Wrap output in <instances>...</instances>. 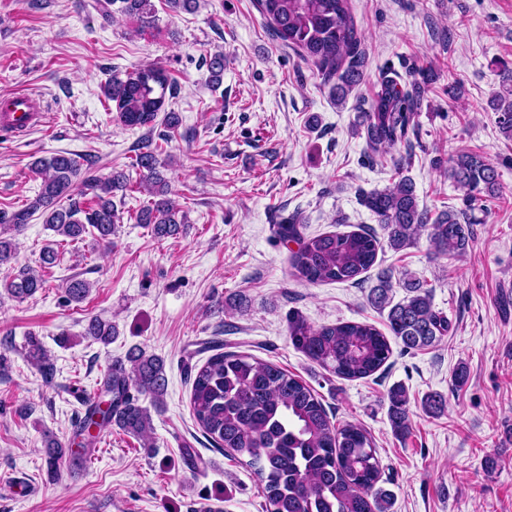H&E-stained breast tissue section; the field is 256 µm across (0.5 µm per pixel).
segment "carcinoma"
Masks as SVG:
<instances>
[{
	"label": "carcinoma",
	"instance_id": "1",
	"mask_svg": "<svg viewBox=\"0 0 512 512\" xmlns=\"http://www.w3.org/2000/svg\"><path fill=\"white\" fill-rule=\"evenodd\" d=\"M123 11L146 28L154 21L151 0H122ZM257 9L275 36L316 68L336 101L363 79L364 51L350 0H257ZM174 85L167 73L146 65L124 79L114 78L104 87L107 100L115 103L116 120L125 127H150L165 112L166 97ZM420 86L396 72H385L379 90L361 113L360 126L368 157H385L397 145L412 148L410 134L417 126ZM498 112L501 130L512 136V93L490 102ZM159 145L147 139L137 148L132 166L143 171V184L151 199L140 208L135 223L151 227L164 239L179 233L186 216L171 198V188L159 170ZM32 169L41 178L38 195L26 208L0 209V267L14 259L12 233H18L39 212L44 223L66 242H77L96 231L97 240L112 243L120 216L113 198L126 192L130 177L112 170L105 176L80 177L79 162L65 154L38 158ZM448 176L462 192L466 208L473 210L487 197L500 194L496 166L480 154L463 152L451 159ZM361 204L376 215L387 233L390 248L400 250L421 235L445 256L467 251L472 239L469 223L459 211H441L432 217L419 208L415 187L408 178L393 186L360 195ZM283 241L298 243L291 252V275L316 283L357 282L376 263L381 240L367 231L329 232L305 237L296 216L276 225ZM46 279L27 267L11 269L0 280L8 296L23 300L45 287ZM405 296L393 302L391 275L380 273L371 288V303L387 311L386 327L407 350L435 346L448 332V318L433 307L427 284L411 277L399 282ZM90 283L71 279L65 288L67 301L83 302ZM85 335L104 345L117 336L110 320L92 317ZM288 336L310 360L336 376L353 380L369 377L390 358V342L366 322H342L314 327L301 315L288 319ZM29 359L48 374L51 363L40 342L33 340ZM167 389L164 360L142 348L129 351L126 360L116 359L108 368L98 399L91 402L76 427L74 439L47 443L49 462L77 446L76 464L86 462L90 449L104 432L116 426L150 446L153 430L150 410L140 397L151 398L160 408ZM389 419L395 434L411 429L406 389L397 385L388 392ZM190 404L193 416L211 441L232 458H244L254 468L265 499V512H390L391 491L377 486L379 460L370 433L355 424H331L313 390L276 364L258 358L217 352L193 376Z\"/></svg>",
	"mask_w": 512,
	"mask_h": 512
}]
</instances>
